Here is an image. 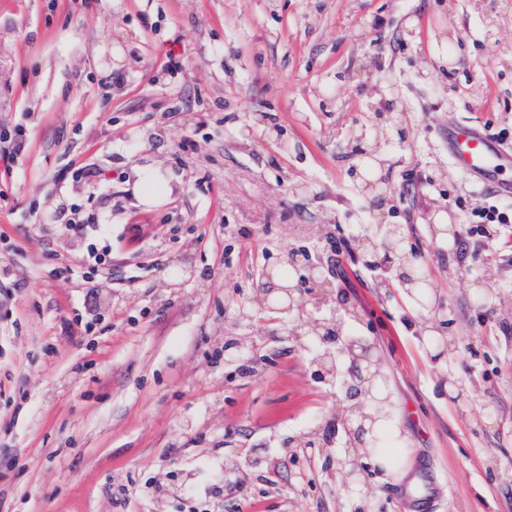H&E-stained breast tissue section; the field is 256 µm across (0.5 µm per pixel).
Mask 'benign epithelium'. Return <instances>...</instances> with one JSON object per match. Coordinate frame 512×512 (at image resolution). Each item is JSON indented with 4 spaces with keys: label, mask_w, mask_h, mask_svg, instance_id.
<instances>
[{
    "label": "benign epithelium",
    "mask_w": 512,
    "mask_h": 512,
    "mask_svg": "<svg viewBox=\"0 0 512 512\" xmlns=\"http://www.w3.org/2000/svg\"><path fill=\"white\" fill-rule=\"evenodd\" d=\"M362 179L373 196L385 183L383 178L375 176L371 162L367 163ZM400 254L411 255L413 251L406 248L405 237L398 226L372 250H355L357 261L366 269L383 263L390 265ZM335 302L334 294L327 291L323 264L295 248L288 251L281 262L263 268L260 288L238 301L237 319L248 321L256 314L275 312L291 320L303 313L310 303L318 309L332 306L329 317L308 321L306 332L300 334L285 324L281 336L298 342L304 335L307 343L320 349L310 363V376L317 383H336V424L342 427L349 444L348 456L341 465L351 483L362 485L368 475L378 470L368 452L376 441L375 418L370 408L375 402L382 404L388 400L387 385L374 346L364 338L346 341L341 336L343 322L338 316L339 309H345L353 318L358 317V313L344 304L335 309ZM251 352L252 346L243 339H235L224 346L229 363H246L250 361Z\"/></svg>",
    "instance_id": "benign-epithelium-1"
}]
</instances>
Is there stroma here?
<instances>
[{
	"mask_svg": "<svg viewBox=\"0 0 512 512\" xmlns=\"http://www.w3.org/2000/svg\"><path fill=\"white\" fill-rule=\"evenodd\" d=\"M393 83L406 107L373 123ZM452 122L512 124V0H0V139H28L0 153V512H512V224L476 223ZM357 124L385 160L373 208ZM365 225L415 249L445 359L431 312L353 261ZM300 246L358 310L345 333L376 347L405 446L406 480L364 497L343 437L298 442L336 415L312 352L236 320ZM236 336L249 367L225 361Z\"/></svg>",
	"mask_w": 512,
	"mask_h": 512,
	"instance_id": "obj_1",
	"label": "stroma"
}]
</instances>
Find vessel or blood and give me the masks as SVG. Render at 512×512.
<instances>
[{
  "label": "vessel or blood",
  "instance_id": "b4317fda",
  "mask_svg": "<svg viewBox=\"0 0 512 512\" xmlns=\"http://www.w3.org/2000/svg\"><path fill=\"white\" fill-rule=\"evenodd\" d=\"M448 153L476 182L492 188L497 195L512 198V183L501 178L512 168V148L496 145L472 126L456 125L448 130Z\"/></svg>",
  "mask_w": 512,
  "mask_h": 512
}]
</instances>
